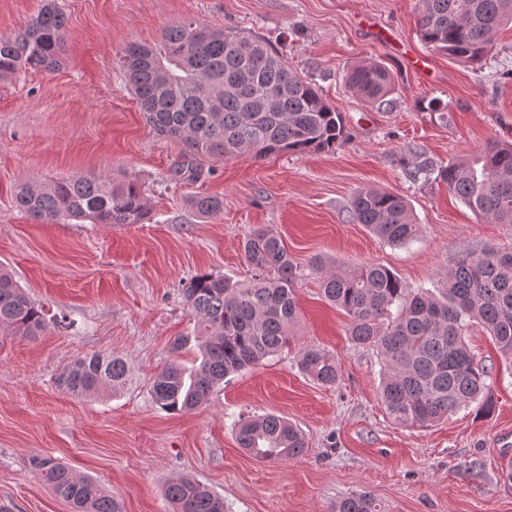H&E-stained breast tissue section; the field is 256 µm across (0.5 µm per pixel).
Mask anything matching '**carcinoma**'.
I'll return each mask as SVG.
<instances>
[{
	"label": "carcinoma",
	"instance_id": "carcinoma-1",
	"mask_svg": "<svg viewBox=\"0 0 512 512\" xmlns=\"http://www.w3.org/2000/svg\"><path fill=\"white\" fill-rule=\"evenodd\" d=\"M508 22L512 0H419L421 41L469 66L488 57ZM67 23L57 0H43L22 31L0 36V80L28 69H59ZM121 69L152 130L183 143L192 157L226 160L247 153L260 159L275 152L332 150L348 140L342 113L312 79L291 69L267 42L235 30L181 21L167 27L157 44H126ZM345 80L365 103H391L394 77L385 64L361 61ZM401 167L410 179L436 174L478 218L512 224L511 143L492 144L444 166L419 148L402 159ZM15 204L37 224H142L150 217L137 179L103 174L22 181ZM191 206L202 217L214 216L224 211V198L199 194ZM350 215L390 246H407L418 237L407 200L387 190H357ZM244 256L251 268L247 282L203 272L181 289L193 328L175 338V359L153 378L149 395L161 410L197 409L224 379L288 345L299 318L296 266L281 239L264 229L246 238ZM315 270L322 297L348 317L352 343L376 354L382 403L394 423L427 427L473 405L490 410L488 371L475 363L466 336L478 325L512 359V250L486 248L455 256L447 287L435 290L406 288L381 264L340 272L320 263ZM61 323L30 298L11 272L0 269L1 333L36 339ZM192 338L201 344L200 362L189 367L176 355ZM297 365L318 384L339 381L336 358L322 349H303ZM129 381L127 362L111 353L80 357L56 377L57 387L75 397L121 390ZM236 438L241 448L266 461L297 459L308 447L303 431L275 413L242 420ZM31 465L73 512H121L96 481L76 475L58 459L37 456ZM164 494L173 512H224V500L189 477L169 481ZM336 512H381V506L371 495L358 493L338 502Z\"/></svg>",
	"mask_w": 512,
	"mask_h": 512
}]
</instances>
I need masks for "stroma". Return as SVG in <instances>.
<instances>
[{
  "label": "stroma",
  "mask_w": 512,
  "mask_h": 512,
  "mask_svg": "<svg viewBox=\"0 0 512 512\" xmlns=\"http://www.w3.org/2000/svg\"><path fill=\"white\" fill-rule=\"evenodd\" d=\"M68 17L67 55L55 72L0 81V267L30 297L67 318L35 340L0 333V506L10 512H72L31 467L52 456L98 481L122 512H166L165 482L190 477L224 501V512H335L339 500L372 495L383 512H512V361L474 329L468 343L492 376L487 414L466 409L424 428L387 416L372 351L353 345L346 316L324 301L314 258L345 270L391 269L407 288L443 286L450 260L486 246L512 249V224L478 219L444 185L407 179L402 158L424 148L448 164L512 143V29L500 31L487 65L474 69L428 53L416 32L417 0H58ZM376 21L418 53L421 78L361 23ZM191 18L267 41L288 64L314 76L342 112L345 144L325 152L189 158L181 143L147 125L121 75L130 41L156 42ZM384 62L395 77L392 109L372 107L344 84L354 64ZM438 98L447 119L422 110ZM190 173H182L183 165ZM132 177L146 185L141 224H36L15 206L18 182L77 174ZM404 196L420 226L405 247L384 243L352 221L363 187ZM201 193L224 211L203 218ZM256 229L279 236L300 276L299 323L288 348L228 377L210 402L171 415L153 404L151 379L169 361L175 336L192 324L181 290L207 271L240 281L243 245ZM305 347L333 353L341 379L315 384L296 366ZM124 358L132 380L118 392L74 397L57 374L92 353ZM275 413L305 432L296 460L263 462L236 440L238 420ZM191 206L202 217L214 216L224 211V198L199 194L192 199Z\"/></svg>",
  "instance_id": "stroma-1"
}]
</instances>
